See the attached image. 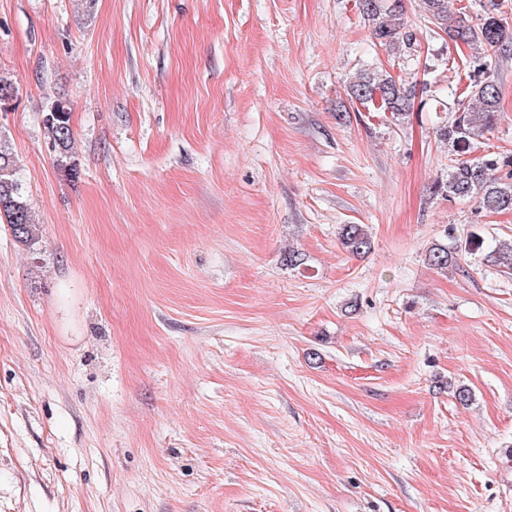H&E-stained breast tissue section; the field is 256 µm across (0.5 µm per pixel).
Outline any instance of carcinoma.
<instances>
[{"mask_svg": "<svg viewBox=\"0 0 512 512\" xmlns=\"http://www.w3.org/2000/svg\"><path fill=\"white\" fill-rule=\"evenodd\" d=\"M428 20L445 32L455 45L471 51L466 63L473 69L474 80L458 100L453 118L438 130L441 140L452 147L456 159L448 169V179L437 190L453 199L477 198L491 212L512 210V174L506 178L495 175L512 166V159L488 154L465 157L474 140L492 129L500 104L501 90L495 79L493 57L512 50V28L503 22V0H479L480 18L472 25L462 18L448 22V0H421ZM359 14L371 27L376 44L392 54H400L417 42L415 32L405 21L403 0H357ZM349 100L366 112L390 113L400 120L412 112L416 85L393 77L387 71L367 69L357 75L347 88ZM43 125L52 148L57 154L58 167L69 175L77 173L72 153L71 110L62 101H54L44 113ZM0 219L11 225L17 242L29 246L38 240V225L31 219L22 180L18 177L13 157L0 148ZM342 248L354 255L370 252L372 240L365 225H340ZM466 252H480L491 265L512 272V243L484 247L483 240H469ZM459 250H450L441 243L426 251L428 266L439 272L459 265Z\"/></svg>", "mask_w": 512, "mask_h": 512, "instance_id": "1", "label": "carcinoma"}]
</instances>
